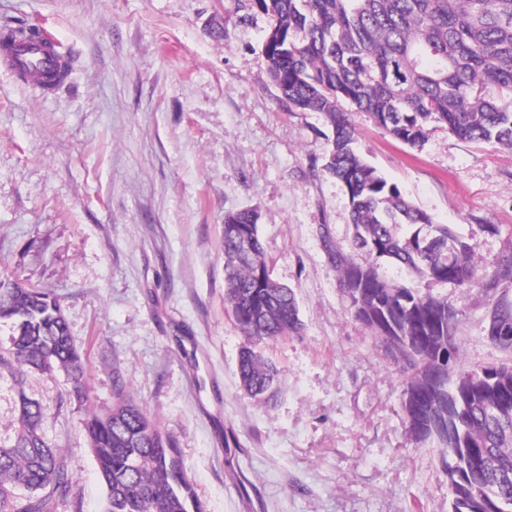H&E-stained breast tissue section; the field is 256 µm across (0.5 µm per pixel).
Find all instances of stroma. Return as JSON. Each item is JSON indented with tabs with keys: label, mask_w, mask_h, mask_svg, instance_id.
<instances>
[{
	"label": "stroma",
	"mask_w": 512,
	"mask_h": 512,
	"mask_svg": "<svg viewBox=\"0 0 512 512\" xmlns=\"http://www.w3.org/2000/svg\"><path fill=\"white\" fill-rule=\"evenodd\" d=\"M51 33L72 72L40 94L0 68V273L57 298L88 361L84 400L62 371L28 372L72 491L57 512H102L82 429L125 390L173 434L205 512H450L438 451L414 442L405 372L351 312L328 247L349 252L343 185L324 170L329 128L288 106L250 0H0V25ZM358 154L436 223L476 247L481 284H397L458 312L461 368L511 364L485 337L512 280V151L431 130L413 147L351 112ZM259 215L300 333L261 345L279 370L262 402L240 388L246 338L224 302V216Z\"/></svg>",
	"instance_id": "stroma-1"
}]
</instances>
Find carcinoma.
Instances as JSON below:
<instances>
[{
    "mask_svg": "<svg viewBox=\"0 0 512 512\" xmlns=\"http://www.w3.org/2000/svg\"><path fill=\"white\" fill-rule=\"evenodd\" d=\"M271 19L263 48L281 100L320 112L332 129L324 170L345 188L353 246L370 261L328 250L354 316L406 369L403 407L416 442L438 450L451 512H512V398L492 384L471 390L458 340L448 343V301L391 282L393 264L423 279L476 283V250L447 224L414 205L353 148L355 128L342 102L406 144L429 130L512 150V0H257ZM59 61L50 89L68 81ZM224 300L251 344L297 333L295 293L273 277L256 214L224 215ZM512 280V251L494 263L490 284ZM0 319L12 323L0 369L14 374L18 429L0 443V512H56L72 477L45 439L43 410L23 388L27 371H64L86 397V358L59 303L46 291L0 277ZM486 338L512 351V301L493 303ZM238 373L253 396L272 393L276 369L251 345ZM108 413L83 419L105 499L102 512H204L183 469L176 438L114 384Z\"/></svg>",
    "mask_w": 512,
    "mask_h": 512,
    "instance_id": "cac0c4a2",
    "label": "carcinoma"
}]
</instances>
